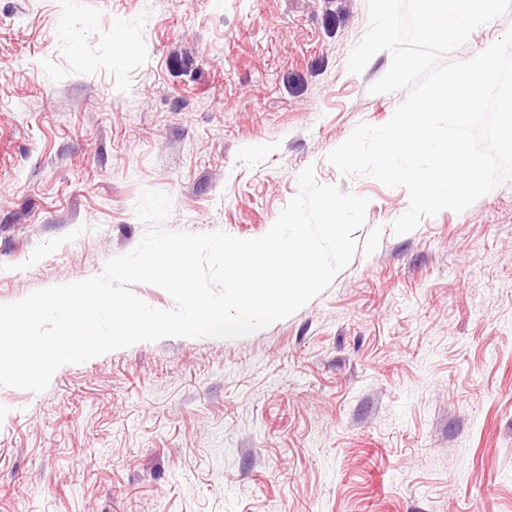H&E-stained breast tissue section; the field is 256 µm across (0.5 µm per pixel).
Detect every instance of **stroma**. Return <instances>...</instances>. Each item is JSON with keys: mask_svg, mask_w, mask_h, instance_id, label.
Returning <instances> with one entry per match:
<instances>
[{"mask_svg": "<svg viewBox=\"0 0 512 512\" xmlns=\"http://www.w3.org/2000/svg\"><path fill=\"white\" fill-rule=\"evenodd\" d=\"M367 0H0V303L147 231L264 235L313 167L369 200L350 264L240 339L0 386V512H512V182L397 235L408 193L328 153L405 92L348 59ZM133 43L118 47L114 27Z\"/></svg>", "mask_w": 512, "mask_h": 512, "instance_id": "35a3bbf8", "label": "stroma"}]
</instances>
